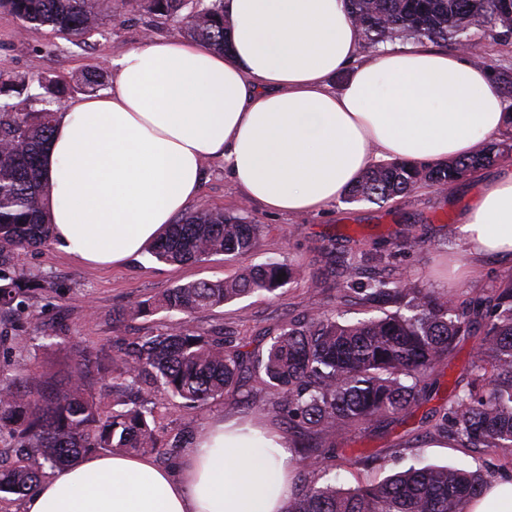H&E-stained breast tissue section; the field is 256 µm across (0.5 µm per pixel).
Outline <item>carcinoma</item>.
Instances as JSON below:
<instances>
[{
    "label": "carcinoma",
    "instance_id": "1",
    "mask_svg": "<svg viewBox=\"0 0 512 512\" xmlns=\"http://www.w3.org/2000/svg\"><path fill=\"white\" fill-rule=\"evenodd\" d=\"M135 3L175 19L190 39L230 51L224 0ZM348 6L371 47L417 38L474 49L478 33L512 38V0H348ZM0 8L25 28L87 39L112 12V0H0ZM28 85L26 77L0 71V95L26 94L18 106L0 104V348L7 354L13 347L6 320L22 298L45 287L25 279L17 255L51 239L40 155L53 132L54 103L64 92L50 81L40 83L43 92L29 94ZM509 149L508 136L495 150L435 166L380 163L352 186L348 200L383 203L425 184L445 188ZM263 233L264 225L222 210L191 211L168 225L150 253L177 264L246 255L260 246ZM342 267L349 279L366 278L355 290L360 303L389 310L355 323L307 315L279 326L257 354L244 350L243 342L226 350L220 330L162 323L145 335L121 337L110 354L79 353L62 390L48 372L26 363L0 369V448L10 456L7 464L0 460V493L27 496L46 477L45 468H62L95 452L168 460L183 440L164 439L157 394L165 393L173 406L204 405L240 391L252 375L286 411L288 435L310 440L303 447V467L315 468L344 431L411 417L459 337L479 331L483 339L467 369L466 387L434 412L432 432L463 448H512V280L460 301L409 281L394 282L381 270L366 275L349 261ZM291 277L287 264L269 262L229 279L175 285L115 311L114 318L192 316L256 292L274 295ZM113 394L119 396L114 408L102 410L101 402ZM485 484L479 470L434 465L411 466L348 489L311 480L295 487L287 512H463Z\"/></svg>",
    "mask_w": 512,
    "mask_h": 512
}]
</instances>
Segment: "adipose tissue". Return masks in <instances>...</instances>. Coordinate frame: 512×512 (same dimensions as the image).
Segmentation results:
<instances>
[{"label":"adipose tissue","instance_id":"ef3b65f1","mask_svg":"<svg viewBox=\"0 0 512 512\" xmlns=\"http://www.w3.org/2000/svg\"><path fill=\"white\" fill-rule=\"evenodd\" d=\"M224 15L229 54L145 40L113 59L108 92L58 113L42 150L58 249L94 267L140 257L198 196L208 159L248 202L307 214L380 161L464 158L512 121L466 53L363 54L346 0H224ZM459 232L473 259L512 263V165L481 185ZM290 465L278 435L218 418L177 469L89 456L42 481L24 512H284Z\"/></svg>","mask_w":512,"mask_h":512}]
</instances>
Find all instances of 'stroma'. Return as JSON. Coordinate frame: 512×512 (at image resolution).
<instances>
[{"mask_svg": "<svg viewBox=\"0 0 512 512\" xmlns=\"http://www.w3.org/2000/svg\"><path fill=\"white\" fill-rule=\"evenodd\" d=\"M173 20L150 14L134 0H112V14L99 33L86 42L55 36L44 30H22L17 19L0 10V70L26 75L30 92H39V81L52 78L67 86L66 100L77 99L84 90L81 73L110 68L113 58L140 45L148 36H177ZM498 169L490 163L467 173L447 191L424 186L405 197L382 204L340 201L326 211L295 216L273 214L246 202L217 163L208 164L199 196L189 208L220 209L245 217L264 227L259 248L247 255H217L206 261L170 264L157 261L151 253L119 268H90L76 262L46 243L22 251L19 266L33 280L51 283V291L31 298L11 330L18 348L8 362L45 364L65 369L79 346L98 352L109 346L116 332L134 336L154 329L169 316L160 313L128 320L122 330L112 327V310L160 294L177 284L198 280L217 281L234 277L243 268L268 261L288 263L293 280L279 295L255 293L219 308L196 314L193 324L200 328L223 327L233 339L257 340L266 330L307 313H344L348 319L369 316V309L342 298L348 283L343 277L317 284L316 279L330 258L351 259L371 268H386L391 279L408 280L428 290L455 294L466 299L489 291L500 281L512 278V266L488 260L470 278H449V258H466L457 224L461 210L474 198L479 179ZM68 330L54 350L38 346L37 331H48L58 320ZM479 336L461 337L449 363L442 365L441 388L406 421L388 419L363 425L339 439L336 455L326 464L338 486L349 488L382 479L388 470H402L413 464H464L488 468L490 475L512 472V450L462 448L430 434L429 412L444 405L450 391L464 379ZM248 388L253 406L239 403L235 394L206 405L168 412L164 419L167 437L192 427L202 429L207 421L237 415L255 424L283 433L284 413L270 398L263 382L251 378ZM363 454L382 456V466L354 467L350 457Z\"/></svg>", "mask_w": 512, "mask_h": 512, "instance_id": "1", "label": "stroma"}]
</instances>
